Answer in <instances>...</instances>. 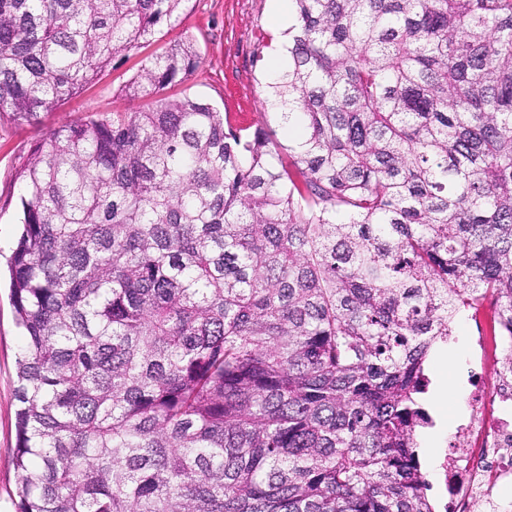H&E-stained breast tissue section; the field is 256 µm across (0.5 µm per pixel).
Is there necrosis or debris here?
<instances>
[{"mask_svg":"<svg viewBox=\"0 0 512 512\" xmlns=\"http://www.w3.org/2000/svg\"><path fill=\"white\" fill-rule=\"evenodd\" d=\"M475 400L480 410L495 407L496 416L470 413L444 454L445 512H498L499 489L512 485V380L482 379Z\"/></svg>","mask_w":512,"mask_h":512,"instance_id":"necrosis-or-debris-1","label":"necrosis or debris"}]
</instances>
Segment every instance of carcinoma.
<instances>
[{
  "label": "carcinoma",
  "mask_w": 512,
  "mask_h": 512,
  "mask_svg": "<svg viewBox=\"0 0 512 512\" xmlns=\"http://www.w3.org/2000/svg\"><path fill=\"white\" fill-rule=\"evenodd\" d=\"M188 0H0L26 122ZM266 102L184 91L55 128L18 172L17 512H434L425 362L470 307L512 334V0H291Z\"/></svg>",
  "instance_id": "carcinoma-1"
}]
</instances>
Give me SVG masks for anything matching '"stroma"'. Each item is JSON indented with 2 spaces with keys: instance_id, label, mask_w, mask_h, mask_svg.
Instances as JSON below:
<instances>
[{
  "instance_id": "stroma-1",
  "label": "stroma",
  "mask_w": 512,
  "mask_h": 512,
  "mask_svg": "<svg viewBox=\"0 0 512 512\" xmlns=\"http://www.w3.org/2000/svg\"><path fill=\"white\" fill-rule=\"evenodd\" d=\"M269 0H189L179 23L162 27L151 46L116 60L98 82L82 96L41 115L38 121L14 120L0 114V269H6L18 235V202L22 184L18 170L32 147L50 130L76 122L91 112L134 111L136 105L122 96L126 82L138 71L144 57L175 41L191 38L200 53V66L187 82L191 92L229 115L233 126L266 125L279 141L288 131L265 103L267 64L276 43L268 23ZM476 324L462 318L447 343L437 344L425 365L432 385L452 387V400L433 404L430 414L440 429L436 443H429L428 430H421L420 446L442 458L454 441L458 427L470 413L476 390L477 354L473 346ZM25 344L6 288H0V512H16L18 473L13 465L17 444L15 412L17 358Z\"/></svg>"
}]
</instances>
